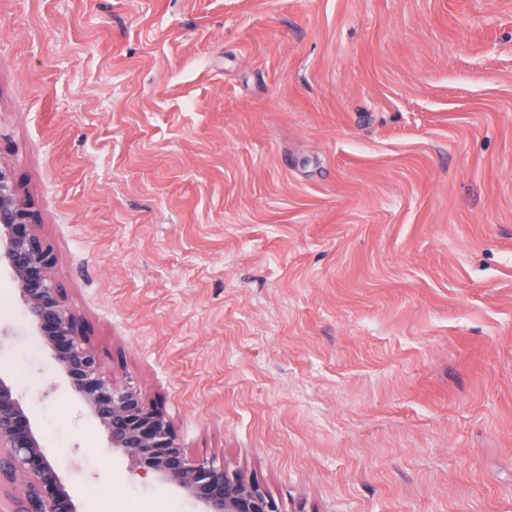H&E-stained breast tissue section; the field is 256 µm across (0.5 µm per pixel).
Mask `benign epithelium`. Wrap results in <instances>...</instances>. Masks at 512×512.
<instances>
[{
  "instance_id": "1",
  "label": "benign epithelium",
  "mask_w": 512,
  "mask_h": 512,
  "mask_svg": "<svg viewBox=\"0 0 512 512\" xmlns=\"http://www.w3.org/2000/svg\"><path fill=\"white\" fill-rule=\"evenodd\" d=\"M37 217L18 194L14 172L0 164V269L19 288L40 343L58 361L70 389L109 435V448L136 458L144 472L172 481L199 512H280L261 486L215 465L189 459L166 416L129 382L102 375L100 360L60 296L51 249L35 233ZM19 484L7 512H77L43 448L28 409L0 378V489Z\"/></svg>"
}]
</instances>
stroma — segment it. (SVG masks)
I'll use <instances>...</instances> for the list:
<instances>
[{
  "label": "stroma",
  "instance_id": "stroma-1",
  "mask_svg": "<svg viewBox=\"0 0 512 512\" xmlns=\"http://www.w3.org/2000/svg\"><path fill=\"white\" fill-rule=\"evenodd\" d=\"M1 161L189 458L281 512H512V0H0ZM2 283L78 512H198Z\"/></svg>",
  "mask_w": 512,
  "mask_h": 512
}]
</instances>
